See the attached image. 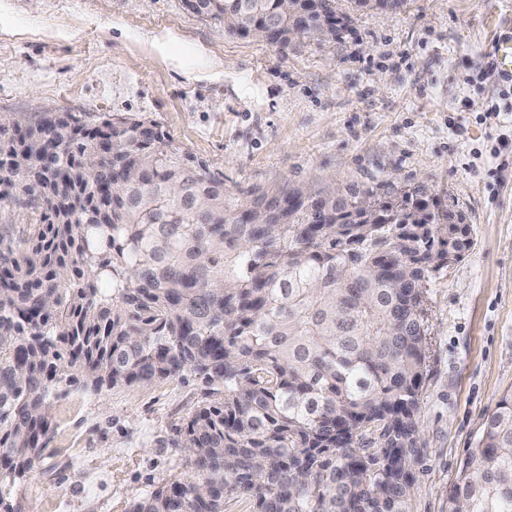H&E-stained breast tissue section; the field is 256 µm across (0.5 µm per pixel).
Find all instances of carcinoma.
Returning a JSON list of instances; mask_svg holds the SVG:
<instances>
[{
  "label": "carcinoma",
  "instance_id": "1",
  "mask_svg": "<svg viewBox=\"0 0 512 512\" xmlns=\"http://www.w3.org/2000/svg\"><path fill=\"white\" fill-rule=\"evenodd\" d=\"M281 50L343 26L335 0H185ZM112 138L98 155L92 141ZM268 196L148 118H0V512L52 438L54 400L191 373L176 442L192 469L126 512H411L426 288L473 244L421 189ZM447 221V238L438 224ZM448 512H512V392L460 462Z\"/></svg>",
  "mask_w": 512,
  "mask_h": 512
}]
</instances>
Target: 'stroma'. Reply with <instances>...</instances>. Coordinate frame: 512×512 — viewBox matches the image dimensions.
I'll return each mask as SVG.
<instances>
[{"label":"stroma","mask_w":512,"mask_h":512,"mask_svg":"<svg viewBox=\"0 0 512 512\" xmlns=\"http://www.w3.org/2000/svg\"><path fill=\"white\" fill-rule=\"evenodd\" d=\"M334 38L286 51L225 33L184 0H0V115L147 117L223 172L285 192L387 183L462 215L473 247L427 284L429 358L416 420L413 512L448 486L484 416L512 389V87L490 78L491 16L512 0H336ZM498 123H484L490 108ZM193 377L99 393L70 387L37 469L10 489L27 512H125L190 477L175 428Z\"/></svg>","instance_id":"35a3bbf8"}]
</instances>
